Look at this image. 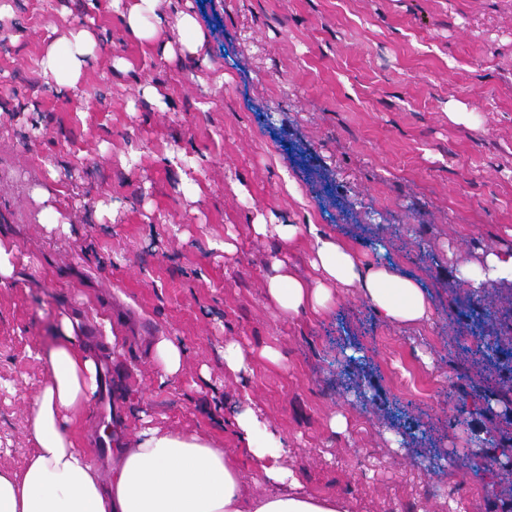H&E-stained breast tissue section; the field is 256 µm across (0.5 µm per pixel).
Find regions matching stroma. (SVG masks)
<instances>
[{
	"instance_id": "stroma-1",
	"label": "stroma",
	"mask_w": 512,
	"mask_h": 512,
	"mask_svg": "<svg viewBox=\"0 0 512 512\" xmlns=\"http://www.w3.org/2000/svg\"><path fill=\"white\" fill-rule=\"evenodd\" d=\"M7 2L0 237L16 271L0 284V468L33 449L25 418L47 378L33 354L66 309L112 374L127 447L148 420L236 453L248 398L305 489L352 512H448L482 486L483 512H512V283L477 295L455 276L512 252V0H162L169 39L180 11L196 16V55L133 37L112 0ZM82 30L97 64L58 94L41 59ZM460 108L472 124L450 119ZM259 213L396 264L430 320L390 324L354 288L324 314L284 315L272 259L311 279V252L255 235ZM160 336L183 345L177 376L153 357ZM228 340L249 373L225 374Z\"/></svg>"
}]
</instances>
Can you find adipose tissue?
<instances>
[{
    "instance_id": "obj_1",
    "label": "adipose tissue",
    "mask_w": 512,
    "mask_h": 512,
    "mask_svg": "<svg viewBox=\"0 0 512 512\" xmlns=\"http://www.w3.org/2000/svg\"><path fill=\"white\" fill-rule=\"evenodd\" d=\"M161 0H125L122 16L130 34L154 39L166 26ZM93 37L81 31L50 45L42 62L58 90L73 86L94 63ZM285 244L308 237L316 276H297L286 261H272L267 294L284 314L325 312L338 288H355L383 320L417 326L430 318L431 303L413 278L396 265L374 263L341 238L315 224H279ZM512 283V252L488 253L467 284L481 292ZM70 313L60 316V336L38 352L48 377L30 406L27 431L35 443L22 471L0 469V512H351L346 500L305 493L287 463L283 436L251 406L235 415L237 436L268 486L250 492L223 448L194 434L159 427L142 430L136 447L112 451V472L102 479L88 451L76 446L69 425L87 410L101 380V365L88 350Z\"/></svg>"
}]
</instances>
